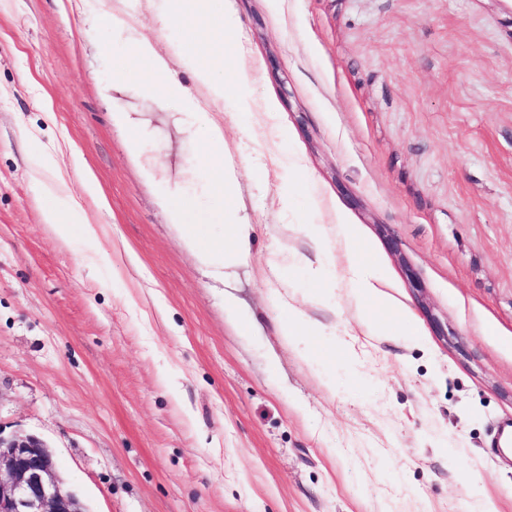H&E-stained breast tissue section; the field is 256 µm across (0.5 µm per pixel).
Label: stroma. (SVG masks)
<instances>
[{"instance_id":"35a3bbf8","label":"stroma","mask_w":512,"mask_h":512,"mask_svg":"<svg viewBox=\"0 0 512 512\" xmlns=\"http://www.w3.org/2000/svg\"><path fill=\"white\" fill-rule=\"evenodd\" d=\"M95 3L0 0V431L44 439L89 512H512L491 445L512 420V0H210L233 18L216 79L254 68L246 112L172 64L238 171L251 256L221 268L160 205L180 191L225 238L204 146L143 68L113 74L126 47ZM122 6L161 52L185 40L167 0ZM48 185L82 207L68 235L42 219ZM330 200L413 322L366 323ZM315 224L326 303L303 270ZM274 289L320 326L311 358L278 335Z\"/></svg>"}]
</instances>
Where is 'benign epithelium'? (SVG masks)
Returning a JSON list of instances; mask_svg holds the SVG:
<instances>
[{"instance_id": "1", "label": "benign epithelium", "mask_w": 512, "mask_h": 512, "mask_svg": "<svg viewBox=\"0 0 512 512\" xmlns=\"http://www.w3.org/2000/svg\"><path fill=\"white\" fill-rule=\"evenodd\" d=\"M0 512H88L40 437L0 431Z\"/></svg>"}]
</instances>
